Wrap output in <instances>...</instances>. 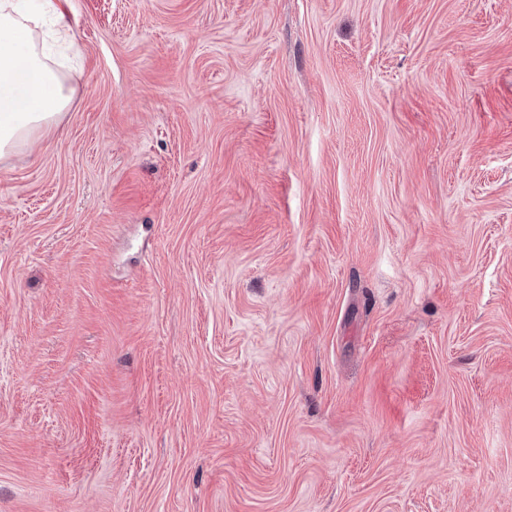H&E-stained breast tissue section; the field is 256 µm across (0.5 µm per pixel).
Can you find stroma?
I'll use <instances>...</instances> for the list:
<instances>
[{"label": "stroma", "mask_w": 512, "mask_h": 512, "mask_svg": "<svg viewBox=\"0 0 512 512\" xmlns=\"http://www.w3.org/2000/svg\"><path fill=\"white\" fill-rule=\"evenodd\" d=\"M0 160V512H512V0H68Z\"/></svg>", "instance_id": "1"}]
</instances>
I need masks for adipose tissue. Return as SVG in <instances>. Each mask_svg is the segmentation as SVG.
Wrapping results in <instances>:
<instances>
[{"instance_id":"obj_1","label":"adipose tissue","mask_w":512,"mask_h":512,"mask_svg":"<svg viewBox=\"0 0 512 512\" xmlns=\"http://www.w3.org/2000/svg\"><path fill=\"white\" fill-rule=\"evenodd\" d=\"M64 0H41L29 11L19 0H0V159L56 129L74 91L49 63L42 17L60 35L70 33Z\"/></svg>"}]
</instances>
